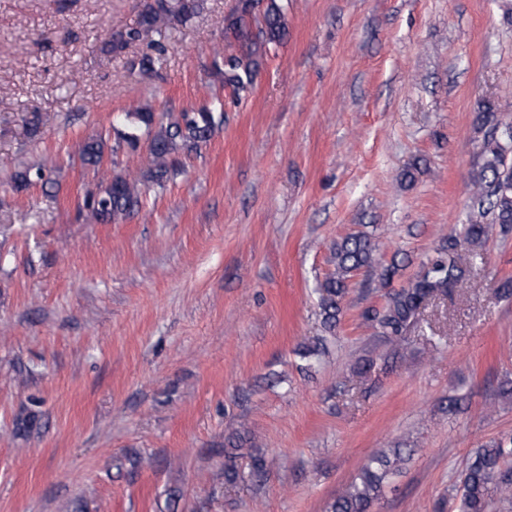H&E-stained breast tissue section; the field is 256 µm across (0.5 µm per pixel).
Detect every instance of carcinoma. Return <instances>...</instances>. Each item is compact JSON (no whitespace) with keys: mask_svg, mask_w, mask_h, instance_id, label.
<instances>
[{"mask_svg":"<svg viewBox=\"0 0 512 512\" xmlns=\"http://www.w3.org/2000/svg\"><path fill=\"white\" fill-rule=\"evenodd\" d=\"M288 0H239L236 14L227 19L225 37L238 43L240 51L220 57L214 62L224 85L240 92L252 84L261 60L279 45L286 35ZM200 9L198 0H145L138 25L112 33L106 52L120 56L130 45L148 32H162L172 22H186ZM127 130L118 133L119 142L136 150L138 131L145 128L151 135V178L159 186L176 176L181 168V155L197 150L207 142L215 129L224 123V113L201 108L193 112H169L165 120L155 121L154 113L140 109L124 116ZM503 127L512 128L489 99L479 103L475 118L478 139L477 160L472 174V192L466 220L443 238L434 254L421 263L420 272L407 284L387 293L385 305L368 308L364 320L386 342L402 347L403 336L428 303L446 299L467 281L472 266L462 260L460 251H467L472 260L483 259L488 241L496 234L512 233V142L497 135ZM84 161L100 166L104 145L92 140L83 145ZM43 177L41 171L25 170L11 177L16 190L29 187ZM141 205V191L136 180L116 174L109 183L86 192L81 211L86 218L106 221L134 213ZM334 273L318 288L322 325L332 334L340 321L342 303L351 281L365 270H379L381 287L388 288L401 270L403 261L381 265L376 246L364 233L351 234L336 242L333 248ZM326 348V337L318 336L301 345L298 354L305 360L318 358ZM251 431L244 428L224 441V484L234 486L241 479L237 460L248 459L252 480L260 482L269 470V460L259 448L250 446ZM512 440L502 439L482 444L468 460L460 488L457 512H487L497 501L504 512H512ZM406 456L400 448H390L367 459L355 479L330 504L329 512H371L380 499L384 484L400 472Z\"/></svg>","mask_w":512,"mask_h":512,"instance_id":"obj_1","label":"carcinoma"}]
</instances>
